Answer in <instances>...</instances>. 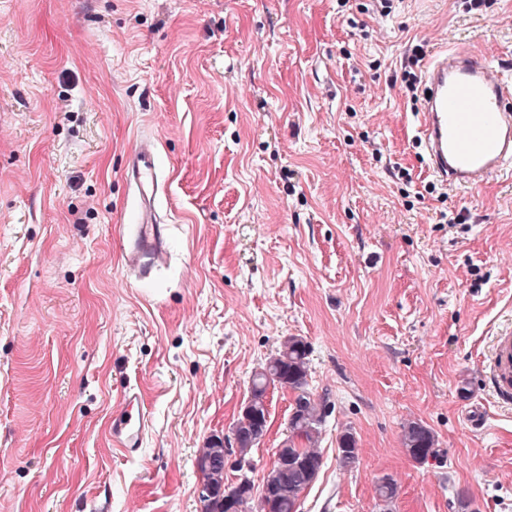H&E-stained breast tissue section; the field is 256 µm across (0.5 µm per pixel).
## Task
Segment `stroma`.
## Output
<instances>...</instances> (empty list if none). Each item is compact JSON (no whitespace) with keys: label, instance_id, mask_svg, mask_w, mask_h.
Listing matches in <instances>:
<instances>
[{"label":"stroma","instance_id":"1","mask_svg":"<svg viewBox=\"0 0 512 512\" xmlns=\"http://www.w3.org/2000/svg\"><path fill=\"white\" fill-rule=\"evenodd\" d=\"M417 45L512 76V0H0V512H199L201 448L226 437L236 483L231 429L289 336L328 412L301 512H512V407L486 377L512 179L430 174ZM143 136L169 257L139 282L118 218ZM129 387L153 424L134 460L105 436ZM293 399L269 392L254 485ZM411 421L436 436L422 463ZM402 443L407 454L422 463L435 452L436 439L433 432L419 422H411L404 428ZM338 462L341 467H352L358 459L357 440L352 432L346 431L338 440Z\"/></svg>","mask_w":512,"mask_h":512}]
</instances>
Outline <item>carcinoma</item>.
I'll return each mask as SVG.
<instances>
[{
	"instance_id": "obj_1",
	"label": "carcinoma",
	"mask_w": 512,
	"mask_h": 512,
	"mask_svg": "<svg viewBox=\"0 0 512 512\" xmlns=\"http://www.w3.org/2000/svg\"><path fill=\"white\" fill-rule=\"evenodd\" d=\"M309 354V345L303 338L286 337L277 354L255 371L244 404L247 414L232 429L237 453L244 460L268 432L269 391L281 388L294 393L288 418V447L275 453L272 467L263 478L262 487L273 486L275 491L260 496L263 507L259 512H299L302 495L322 467V457L315 445L325 422V401L309 391ZM402 443L407 454L419 463L432 456L436 447L433 432L415 421L404 428ZM222 456L223 449L210 442L198 458L202 480L216 490L224 485ZM357 459V440L353 433L346 431L338 440V462L341 467L349 468ZM377 493L387 506L397 494V485L385 477L379 481Z\"/></svg>"
}]
</instances>
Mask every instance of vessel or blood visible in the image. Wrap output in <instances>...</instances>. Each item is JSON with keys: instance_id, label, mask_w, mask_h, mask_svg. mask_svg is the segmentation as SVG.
<instances>
[{"instance_id": "1", "label": "vessel or blood", "mask_w": 512, "mask_h": 512, "mask_svg": "<svg viewBox=\"0 0 512 512\" xmlns=\"http://www.w3.org/2000/svg\"><path fill=\"white\" fill-rule=\"evenodd\" d=\"M427 91L419 108V132L432 175L446 185L478 191L490 178L512 168V80L490 59L465 51H444L426 66ZM157 144L138 140L129 154V180L138 192L134 219L120 238L129 275L149 278L166 253L168 227L158 219L154 194L160 171ZM500 403L512 404V331L499 333L487 364ZM150 419L138 391L127 389L121 409L106 428L113 448L128 459L139 457Z\"/></svg>"}]
</instances>
